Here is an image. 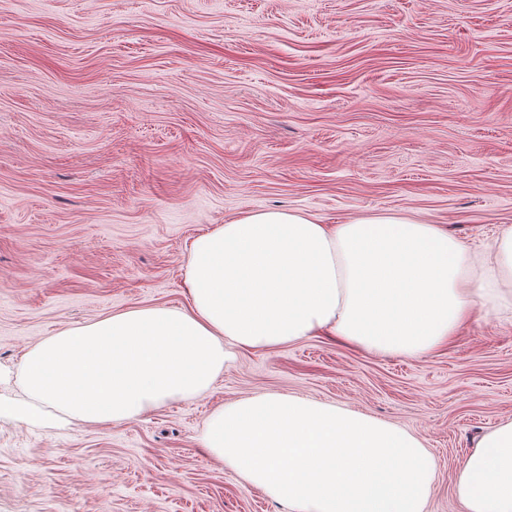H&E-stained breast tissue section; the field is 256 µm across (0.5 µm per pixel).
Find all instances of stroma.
<instances>
[{
	"label": "stroma",
	"instance_id": "obj_1",
	"mask_svg": "<svg viewBox=\"0 0 512 512\" xmlns=\"http://www.w3.org/2000/svg\"><path fill=\"white\" fill-rule=\"evenodd\" d=\"M512 225V0H0V512H289L206 454L210 413L299 395L393 423L428 512L512 420V315L420 358L330 336L241 350L207 393L51 421L21 359L63 328L187 304L191 240L252 211Z\"/></svg>",
	"mask_w": 512,
	"mask_h": 512
}]
</instances>
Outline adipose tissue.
<instances>
[{"label": "adipose tissue", "instance_id": "adipose-tissue-1", "mask_svg": "<svg viewBox=\"0 0 512 512\" xmlns=\"http://www.w3.org/2000/svg\"><path fill=\"white\" fill-rule=\"evenodd\" d=\"M189 305L132 308L45 337L23 357L27 395L86 423H121L210 389L234 350L327 333L380 356L420 358L474 312L512 308V225L483 250L400 215L328 227L259 211L196 237ZM465 512H512V421L455 478Z\"/></svg>", "mask_w": 512, "mask_h": 512}]
</instances>
